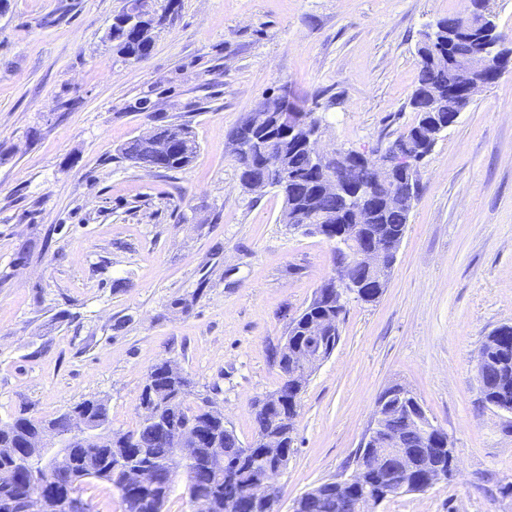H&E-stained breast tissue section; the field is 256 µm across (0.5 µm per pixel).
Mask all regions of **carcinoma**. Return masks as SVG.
Here are the masks:
<instances>
[{
	"label": "carcinoma",
	"instance_id": "carcinoma-1",
	"mask_svg": "<svg viewBox=\"0 0 512 512\" xmlns=\"http://www.w3.org/2000/svg\"><path fill=\"white\" fill-rule=\"evenodd\" d=\"M123 14L113 17L109 37L118 54L135 61L147 57L153 48V31L166 20V15L147 14L142 21L139 32H128L120 24ZM466 23L456 14L437 21L440 41L424 48L417 44L419 57L418 86L410 97V107L417 113V121L396 140L397 148L411 158L410 177L417 180L420 161L418 147L425 138L427 121V102L420 96L426 86L446 88L453 84L457 65L465 60L486 59L493 53L490 42L496 36H483V29L498 28L496 17L492 16L479 27L472 28L471 33L464 34ZM158 135L169 139L175 151L163 164L157 162L153 152L145 147L139 138H133L120 146L118 152L122 158L149 170L178 171L186 168L197 153L198 143L195 134L185 123L170 122L157 128ZM276 151L283 154L285 173L276 192L283 199L281 212L282 223H288V211L294 206L310 209L336 211V197L317 192L314 181L315 173L312 163V147L296 136L276 134L273 142ZM413 204L389 207L382 210L376 221L390 238L405 236L409 215ZM362 244L355 242L346 248L334 247L336 264L348 273L349 278L357 279L366 274L364 267L357 262ZM345 305H336V299L321 295L313 297L309 305L295 318L288 330V348L273 352L278 360L281 373H286L295 356L305 346L311 336L314 325L321 320L340 323L336 316H344ZM481 349L490 352V360L479 370L483 383L484 402L492 406L512 407V348L503 350L499 339L490 334L486 336ZM152 374L146 380L141 391L140 404L154 406L157 419L167 422L172 428L191 426L208 416L217 421L214 429L218 447L224 449L228 466L233 468L227 476L224 469L209 466L204 449L195 448L191 442L176 448L170 441L160 435L158 424L141 418L135 429L127 432H114L112 437L97 436L90 447L81 454H75L59 465L29 472L15 462L0 454V497L7 495L15 500H28L42 494L52 485H72L81 491V485L88 479L107 483L112 492L117 494L123 512H155L151 506L155 492L151 489L132 491L125 484L124 467L118 464L117 457L127 448H138L143 457L132 459L129 467L149 464L161 472L165 482L162 502L173 491L175 481L182 476L185 479L188 497L200 493L210 499V512H229L228 505L241 499L250 500L255 512H278L275 505L279 502L278 493L263 482L264 471L272 462L289 459L293 444L295 418L288 409L274 405V402L258 404L255 413V434L277 437L276 448H255L249 444L242 445L234 430L224 429L218 424L224 414L217 409L209 397H201L194 405L186 403L189 379L177 365L168 361L159 362L151 367ZM72 414L86 415L104 427H111L109 409L102 399H85L76 403L68 411L46 420H31L26 416H17L10 421H0V448H14L18 443L32 436L42 426L58 424L63 426ZM388 426L407 439V447L417 448L419 444L410 428L408 417L404 415L391 417ZM323 496L305 497L299 502L297 512H336V501L331 497L336 480L319 483Z\"/></svg>",
	"mask_w": 512,
	"mask_h": 512
}]
</instances>
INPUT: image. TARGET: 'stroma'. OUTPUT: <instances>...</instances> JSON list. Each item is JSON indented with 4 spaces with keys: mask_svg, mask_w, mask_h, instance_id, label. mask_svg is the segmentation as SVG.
<instances>
[{
    "mask_svg": "<svg viewBox=\"0 0 512 512\" xmlns=\"http://www.w3.org/2000/svg\"><path fill=\"white\" fill-rule=\"evenodd\" d=\"M131 0H7L0 10V421L105 400L140 420L149 368L214 391L243 443L281 373L290 322L336 272L333 245L282 224L275 191L244 192L228 132L290 89L321 148H386L409 107L427 26L466 0H146L165 12L150 55L117 54ZM188 123L192 164L158 173L128 139ZM37 137H30V130ZM420 189L380 299H350L309 377L282 512L353 473L379 394L401 385L448 434L452 478L376 512H512V413L485 404L477 358L512 325V69L418 167Z\"/></svg>",
    "mask_w": 512,
    "mask_h": 512,
    "instance_id": "stroma-1",
    "label": "stroma"
}]
</instances>
